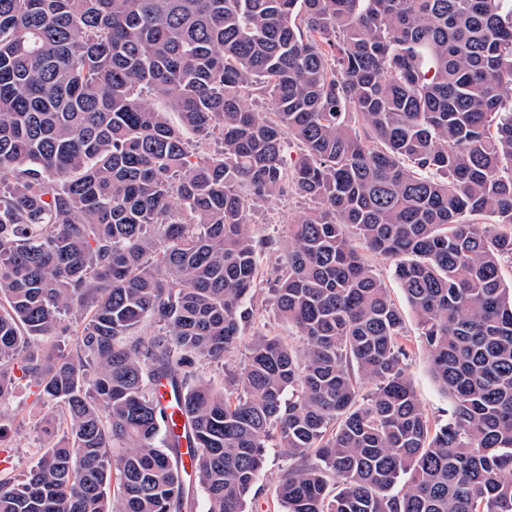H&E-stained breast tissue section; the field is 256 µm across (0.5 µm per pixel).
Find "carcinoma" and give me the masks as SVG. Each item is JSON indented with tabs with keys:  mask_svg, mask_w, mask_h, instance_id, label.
Instances as JSON below:
<instances>
[{
	"mask_svg": "<svg viewBox=\"0 0 512 512\" xmlns=\"http://www.w3.org/2000/svg\"><path fill=\"white\" fill-rule=\"evenodd\" d=\"M511 91L512 0H0V403L21 359L60 411L0 512H247L273 438L282 512H512ZM288 191L304 343L256 333L224 393L273 246L249 213ZM365 259L374 267L377 275L384 282L391 299L404 317L407 330L405 343L409 349L408 373L422 409L430 420L435 423H444L448 420L452 401L440 390L433 379L429 354L419 338L416 318L402 289L393 277L390 261L372 253H366Z\"/></svg>",
	"mask_w": 512,
	"mask_h": 512,
	"instance_id": "1",
	"label": "carcinoma"
}]
</instances>
